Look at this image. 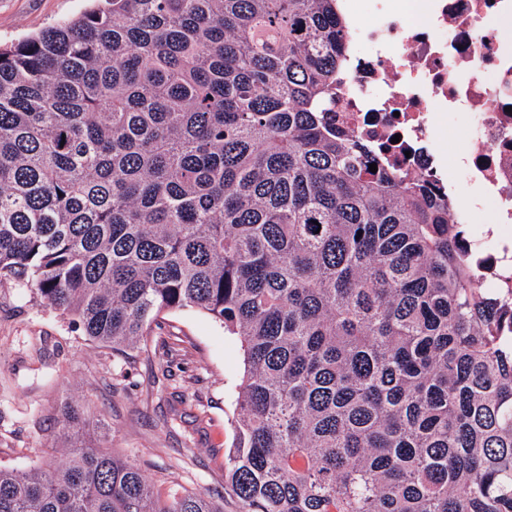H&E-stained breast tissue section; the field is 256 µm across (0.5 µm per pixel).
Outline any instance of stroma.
<instances>
[{"label":"stroma","instance_id":"stroma-1","mask_svg":"<svg viewBox=\"0 0 512 512\" xmlns=\"http://www.w3.org/2000/svg\"><path fill=\"white\" fill-rule=\"evenodd\" d=\"M90 0H0V46L79 17ZM243 351L223 323L195 309L162 313L126 354L94 347L23 288L0 285V467L27 471L59 443L65 403L88 432L105 427L113 452L161 491L224 493V454L235 437Z\"/></svg>","mask_w":512,"mask_h":512}]
</instances>
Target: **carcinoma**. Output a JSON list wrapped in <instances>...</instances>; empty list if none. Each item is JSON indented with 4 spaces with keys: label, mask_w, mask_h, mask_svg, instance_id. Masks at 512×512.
I'll return each mask as SVG.
<instances>
[{
    "label": "carcinoma",
    "mask_w": 512,
    "mask_h": 512,
    "mask_svg": "<svg viewBox=\"0 0 512 512\" xmlns=\"http://www.w3.org/2000/svg\"><path fill=\"white\" fill-rule=\"evenodd\" d=\"M348 25L341 0H100L0 47V283L114 351L185 308L239 337L242 512H512V288L337 122ZM60 424L50 468H0V512H223L161 500L78 405Z\"/></svg>",
    "instance_id": "1"
}]
</instances>
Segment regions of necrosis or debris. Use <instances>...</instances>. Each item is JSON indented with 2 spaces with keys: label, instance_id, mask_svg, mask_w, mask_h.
Masks as SVG:
<instances>
[{
  "label": "necrosis or debris",
  "instance_id": "4bbe7bcc",
  "mask_svg": "<svg viewBox=\"0 0 512 512\" xmlns=\"http://www.w3.org/2000/svg\"><path fill=\"white\" fill-rule=\"evenodd\" d=\"M369 0L350 28L351 64L336 91L338 117L381 146L387 163L444 179L436 128L464 118L468 153L448 185L454 224L491 207L497 230L477 237L496 269L487 287L512 275V0Z\"/></svg>",
  "mask_w": 512,
  "mask_h": 512
}]
</instances>
